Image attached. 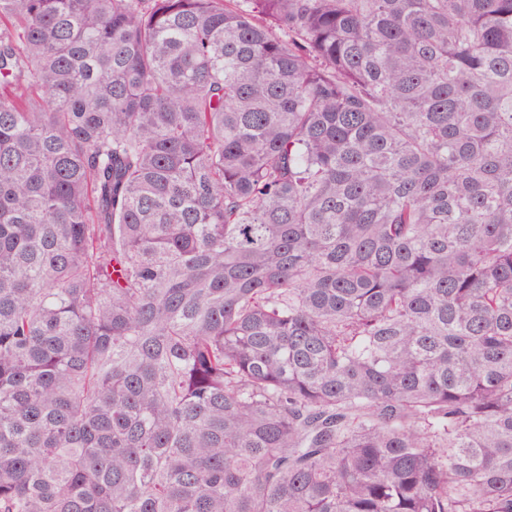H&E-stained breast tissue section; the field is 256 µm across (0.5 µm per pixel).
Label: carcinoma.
Instances as JSON below:
<instances>
[{
	"label": "carcinoma",
	"instance_id": "cac0c4a2",
	"mask_svg": "<svg viewBox=\"0 0 512 512\" xmlns=\"http://www.w3.org/2000/svg\"><path fill=\"white\" fill-rule=\"evenodd\" d=\"M0 512H512V0H0Z\"/></svg>",
	"mask_w": 512,
	"mask_h": 512
}]
</instances>
